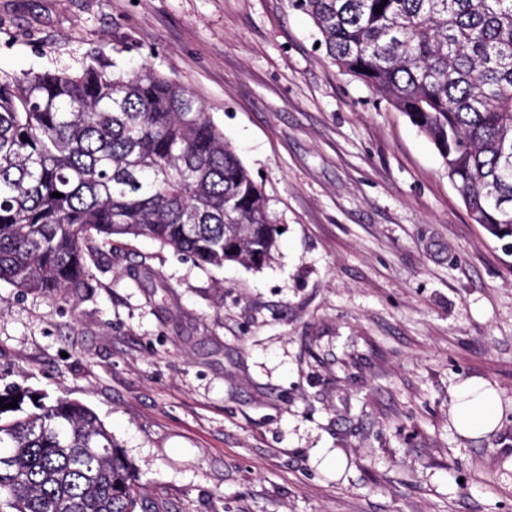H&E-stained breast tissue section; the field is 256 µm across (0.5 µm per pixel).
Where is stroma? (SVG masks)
Returning a JSON list of instances; mask_svg holds the SVG:
<instances>
[{"mask_svg": "<svg viewBox=\"0 0 512 512\" xmlns=\"http://www.w3.org/2000/svg\"><path fill=\"white\" fill-rule=\"evenodd\" d=\"M288 0H0V72L94 51L190 89L282 233L259 269L123 238L87 289L0 280V387L86 404L159 512H512V239ZM501 398L459 435L457 387Z\"/></svg>", "mask_w": 512, "mask_h": 512, "instance_id": "35a3bbf8", "label": "stroma"}]
</instances>
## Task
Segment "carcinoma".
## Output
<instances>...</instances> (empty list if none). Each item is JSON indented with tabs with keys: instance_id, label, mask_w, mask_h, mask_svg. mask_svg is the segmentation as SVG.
Returning a JSON list of instances; mask_svg holds the SVG:
<instances>
[{
	"instance_id": "1",
	"label": "carcinoma",
	"mask_w": 512,
	"mask_h": 512,
	"mask_svg": "<svg viewBox=\"0 0 512 512\" xmlns=\"http://www.w3.org/2000/svg\"><path fill=\"white\" fill-rule=\"evenodd\" d=\"M289 4L342 72L432 142L472 221L512 238V0ZM278 235L201 101L150 65L126 72L99 50L76 71L0 78V279L14 287L88 288L86 251L115 236L258 269ZM0 398L17 401L0 405V512L143 506L134 464L90 408L20 384Z\"/></svg>"
}]
</instances>
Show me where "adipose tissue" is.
I'll return each instance as SVG.
<instances>
[{
  "label": "adipose tissue",
  "mask_w": 512,
  "mask_h": 512,
  "mask_svg": "<svg viewBox=\"0 0 512 512\" xmlns=\"http://www.w3.org/2000/svg\"><path fill=\"white\" fill-rule=\"evenodd\" d=\"M452 413L457 432L464 437L495 428L500 419V396L486 383L468 380L458 386Z\"/></svg>",
  "instance_id": "1"
}]
</instances>
